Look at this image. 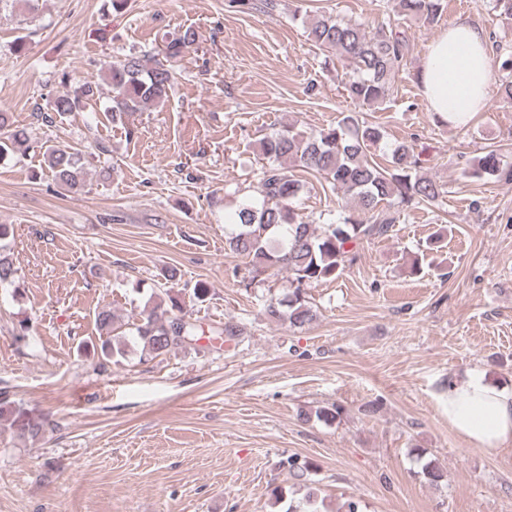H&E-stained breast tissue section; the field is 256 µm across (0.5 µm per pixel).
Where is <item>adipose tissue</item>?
Returning <instances> with one entry per match:
<instances>
[{
    "label": "adipose tissue",
    "instance_id": "1",
    "mask_svg": "<svg viewBox=\"0 0 512 512\" xmlns=\"http://www.w3.org/2000/svg\"><path fill=\"white\" fill-rule=\"evenodd\" d=\"M491 48L485 28L459 19L430 42L418 72L421 96L438 120L459 127L481 110L491 82ZM448 424L473 448L512 446V390L479 370L449 383L442 395Z\"/></svg>",
    "mask_w": 512,
    "mask_h": 512
}]
</instances>
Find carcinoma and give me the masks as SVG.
<instances>
[{
    "label": "carcinoma",
    "mask_w": 512,
    "mask_h": 512,
    "mask_svg": "<svg viewBox=\"0 0 512 512\" xmlns=\"http://www.w3.org/2000/svg\"><path fill=\"white\" fill-rule=\"evenodd\" d=\"M399 17H419L435 21L447 7L446 0H393ZM309 36L315 45L331 52L350 69L345 83L347 95L363 104H380L400 69L407 65L410 46L405 36L379 28L367 34L363 24L339 19L330 13L312 19ZM197 42V33L188 28L159 51L132 53L102 67L101 80L109 88L105 111L112 121L121 122L133 112L168 100L174 88L172 62ZM505 72L501 92L512 101V53L502 60ZM94 94L83 84L49 102V113L62 116L80 109L82 99ZM382 138L380 129L355 112L345 113L336 125L307 132L289 124L260 141L268 165L262 168L256 195L238 205L231 216L234 230L225 238L228 250L248 259V283L267 275L288 271L290 288L281 296L266 300L265 311L275 321L301 329L314 313L305 289L342 274L355 258L363 241L388 235L401 212L429 204L443 193L442 185L416 172L413 146L400 143L391 151L389 165L381 166L370 156V148ZM27 142L24 131L10 129V117L0 112V160L15 154ZM43 157L55 184L72 191L84 187L88 176L83 154L75 149L43 145ZM318 175L331 192L356 202L357 213L343 214L326 224H309L298 219L295 203L303 190L298 174ZM511 176L500 168L498 154L491 150L480 157L469 176ZM96 325L105 335L102 355L123 358L127 342L116 340L115 316L107 307L96 313ZM141 359L157 358L197 340V327L176 314L151 310L131 329ZM343 414L339 405L321 407L310 414L333 423ZM297 480L305 481L310 465L289 457L283 462ZM274 503L284 512H319L315 492L305 495V506L286 502L285 491H271Z\"/></svg>",
    "instance_id": "carcinoma-1"
}]
</instances>
